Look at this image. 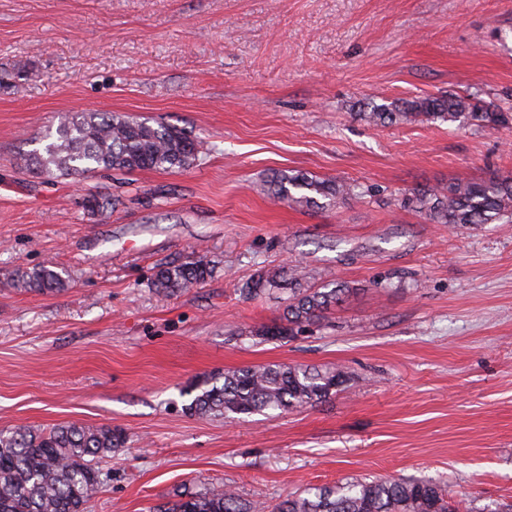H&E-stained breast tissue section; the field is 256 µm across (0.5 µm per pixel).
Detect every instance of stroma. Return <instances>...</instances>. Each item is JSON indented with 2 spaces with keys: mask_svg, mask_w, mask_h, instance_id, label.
<instances>
[{
  "mask_svg": "<svg viewBox=\"0 0 512 512\" xmlns=\"http://www.w3.org/2000/svg\"><path fill=\"white\" fill-rule=\"evenodd\" d=\"M446 92L512 112V0H0V430L121 429L89 512L211 485L274 504L365 477L512 501V223L449 228L399 205L459 174L512 176V131L357 116ZM77 112L182 130L200 159L50 181L16 167ZM279 170L358 196L277 203ZM93 194L123 203L103 218ZM199 255L207 282L155 292L159 265ZM297 261L357 295L290 341L256 342L248 329L279 321L283 295L243 286ZM40 265L67 288L11 285ZM265 363L351 379L278 417L183 412L191 382Z\"/></svg>",
  "mask_w": 512,
  "mask_h": 512,
  "instance_id": "obj_1",
  "label": "stroma"
}]
</instances>
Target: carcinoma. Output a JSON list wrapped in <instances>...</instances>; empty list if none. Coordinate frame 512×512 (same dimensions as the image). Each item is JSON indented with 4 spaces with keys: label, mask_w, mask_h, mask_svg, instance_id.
Returning a JSON list of instances; mask_svg holds the SVG:
<instances>
[{
    "label": "carcinoma",
    "mask_w": 512,
    "mask_h": 512,
    "mask_svg": "<svg viewBox=\"0 0 512 512\" xmlns=\"http://www.w3.org/2000/svg\"><path fill=\"white\" fill-rule=\"evenodd\" d=\"M357 116L373 125L466 120L478 126L512 128V113L502 112L476 95L450 92L413 97L364 107ZM198 142L186 133L154 127L110 112H82L44 138L41 150L19 158L20 165L46 179L83 176L98 169L133 172L143 169L191 168L198 161ZM277 201L318 207L357 196L351 185L321 179L302 171H278L268 181ZM88 209L103 217L116 201L91 196ZM403 206L431 224H511L512 176L475 180L455 176L448 183L412 192ZM215 267L202 257L175 261L159 268L153 287L163 295L194 288L212 277ZM12 284L29 292L62 290L64 275L51 265L18 269ZM286 294L281 322L251 329L264 342L284 341L299 329L320 322L349 296L358 292L345 282L315 286L296 266L260 272L246 282L250 296L271 289ZM349 378L341 366L332 370L286 363L227 371L181 391L191 416L240 419L254 414L285 412L321 403ZM123 432L109 425L90 426L67 421L46 429L17 427L0 430V512H87L101 484L99 460L124 447ZM150 512H512V504L496 509L463 507L444 485L412 478L356 479L294 493L270 507L243 501L232 489L211 486L169 501Z\"/></svg>",
    "instance_id": "obj_1"
}]
</instances>
